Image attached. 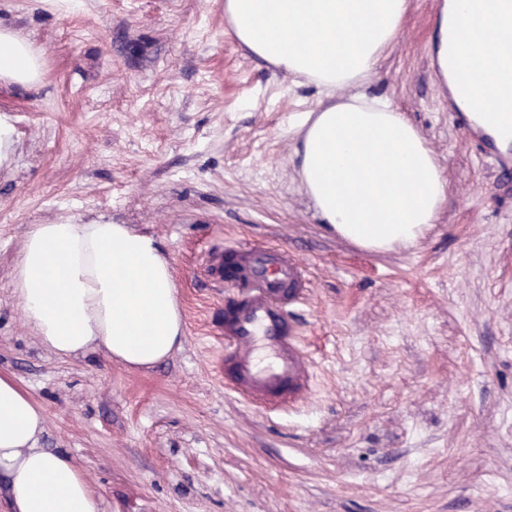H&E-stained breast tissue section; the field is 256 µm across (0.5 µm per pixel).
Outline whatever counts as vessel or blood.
<instances>
[{
	"label": "vessel or blood",
	"instance_id": "1",
	"mask_svg": "<svg viewBox=\"0 0 512 512\" xmlns=\"http://www.w3.org/2000/svg\"><path fill=\"white\" fill-rule=\"evenodd\" d=\"M207 274L242 296L223 316L224 383L269 411L293 408L313 392V364L295 309L306 296L301 264L273 246L226 244Z\"/></svg>",
	"mask_w": 512,
	"mask_h": 512
}]
</instances>
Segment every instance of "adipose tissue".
Here are the masks:
<instances>
[{
	"instance_id": "ef3b65f1",
	"label": "adipose tissue",
	"mask_w": 512,
	"mask_h": 512,
	"mask_svg": "<svg viewBox=\"0 0 512 512\" xmlns=\"http://www.w3.org/2000/svg\"><path fill=\"white\" fill-rule=\"evenodd\" d=\"M410 0H224L227 30L252 56L318 87L297 116L301 178L324 223L384 248L415 242L447 197L421 132L361 87L398 38ZM455 100L487 135L512 126V0H449L435 45ZM30 44L0 31V78L36 86ZM345 90L337 98V90ZM39 342L63 357L103 352L132 369L165 360L184 334L171 265L156 240L125 224H35L11 272ZM45 419L0 375V477L12 512H101L64 451L39 448Z\"/></svg>"
}]
</instances>
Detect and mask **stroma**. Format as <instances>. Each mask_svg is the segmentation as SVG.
Returning <instances> with one entry per match:
<instances>
[{"instance_id": "stroma-1", "label": "stroma", "mask_w": 512, "mask_h": 512, "mask_svg": "<svg viewBox=\"0 0 512 512\" xmlns=\"http://www.w3.org/2000/svg\"><path fill=\"white\" fill-rule=\"evenodd\" d=\"M441 0H410L362 86L418 127L448 198L412 245L322 223L293 116L318 88L250 55L224 0H0L36 88L0 78L17 134L0 168V373L41 407L104 512H512V150L483 153L432 62ZM130 224L169 260L185 335L132 370L43 348L9 272L33 224ZM306 268L308 402L269 412L225 388L207 276L225 241Z\"/></svg>"}]
</instances>
